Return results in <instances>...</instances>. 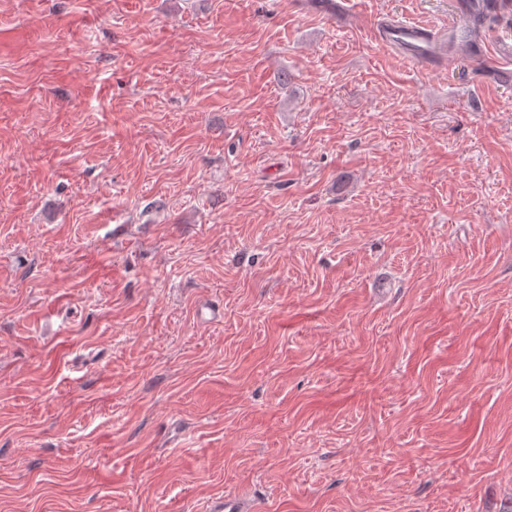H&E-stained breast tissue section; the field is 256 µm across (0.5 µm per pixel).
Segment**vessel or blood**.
I'll return each instance as SVG.
<instances>
[{
	"instance_id": "vessel-or-blood-1",
	"label": "vessel or blood",
	"mask_w": 512,
	"mask_h": 512,
	"mask_svg": "<svg viewBox=\"0 0 512 512\" xmlns=\"http://www.w3.org/2000/svg\"><path fill=\"white\" fill-rule=\"evenodd\" d=\"M481 18L497 17L512 11V0H458L448 15V21L439 25L409 20L375 19L372 32L378 44L413 64H424L445 69L448 59V40L464 28L471 12ZM498 75L512 83V36L497 43ZM206 512H255L254 504L237 496L227 495L211 500Z\"/></svg>"
}]
</instances>
